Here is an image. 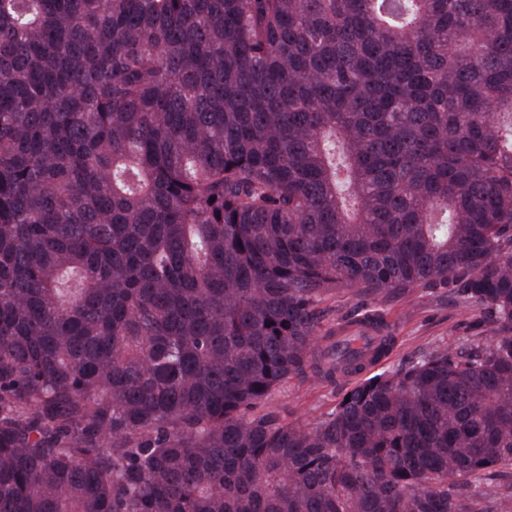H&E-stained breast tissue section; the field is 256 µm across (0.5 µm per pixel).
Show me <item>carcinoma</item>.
<instances>
[{"mask_svg": "<svg viewBox=\"0 0 512 512\" xmlns=\"http://www.w3.org/2000/svg\"><path fill=\"white\" fill-rule=\"evenodd\" d=\"M419 286L496 334L324 328ZM496 470L512 0H0V512H512ZM324 305L332 310L331 319L364 309L384 315L391 348L375 371L398 365L438 344L456 347L470 336L495 335L479 307L465 306L439 289L416 287L372 295L342 288ZM342 383L293 379L272 397L268 406L287 421L312 426L330 412L342 397Z\"/></svg>", "mask_w": 512, "mask_h": 512, "instance_id": "cac0c4a2", "label": "carcinoma"}]
</instances>
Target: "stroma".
Wrapping results in <instances>:
<instances>
[{"instance_id": "35a3bbf8", "label": "stroma", "mask_w": 512, "mask_h": 512, "mask_svg": "<svg viewBox=\"0 0 512 512\" xmlns=\"http://www.w3.org/2000/svg\"><path fill=\"white\" fill-rule=\"evenodd\" d=\"M326 305L336 319L367 309L383 314L391 340L389 354L382 362L386 368L440 344L455 347L469 337L495 333L479 307L464 305L439 289L416 287L372 295L342 288ZM342 390L339 383L294 379L272 397L269 406L286 420L310 426L334 408Z\"/></svg>"}]
</instances>
